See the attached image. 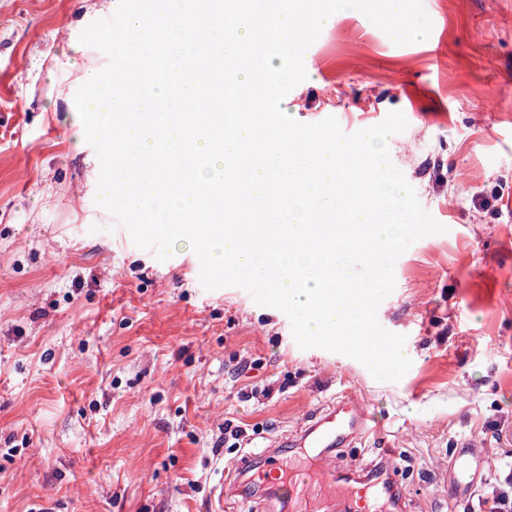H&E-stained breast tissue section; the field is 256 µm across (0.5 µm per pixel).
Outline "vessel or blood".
I'll use <instances>...</instances> for the list:
<instances>
[{
    "label": "vessel or blood",
    "instance_id": "1",
    "mask_svg": "<svg viewBox=\"0 0 512 512\" xmlns=\"http://www.w3.org/2000/svg\"><path fill=\"white\" fill-rule=\"evenodd\" d=\"M377 423L354 394L343 395L315 416L294 437L295 442L320 451L321 459L345 448L376 430ZM283 445L266 448L260 456L245 454L230 470L224 483L228 495L255 499L274 493L288 505V512H384L380 492L371 478L372 466L363 470L336 472L320 468L315 472L285 469L281 462ZM484 461L475 442L464 443L451 461L456 485L467 489L473 484V472Z\"/></svg>",
    "mask_w": 512,
    "mask_h": 512
}]
</instances>
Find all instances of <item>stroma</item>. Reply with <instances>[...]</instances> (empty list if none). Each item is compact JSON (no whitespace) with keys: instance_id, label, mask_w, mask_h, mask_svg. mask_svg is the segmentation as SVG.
Returning a JSON list of instances; mask_svg holds the SVG:
<instances>
[{"instance_id":"1","label":"stroma","mask_w":512,"mask_h":512,"mask_svg":"<svg viewBox=\"0 0 512 512\" xmlns=\"http://www.w3.org/2000/svg\"><path fill=\"white\" fill-rule=\"evenodd\" d=\"M107 4L0 0V512H216L226 465L348 390L380 432L336 465L391 454L405 512H481L487 483L512 488V0H423L431 34L404 45L336 14L281 104L347 134L408 121L389 161L446 231L398 257L377 310L406 338L397 381L301 349L280 310L204 289L186 242L157 260L97 204L71 105L109 62L79 41ZM467 439L486 468L461 501L442 474Z\"/></svg>"}]
</instances>
